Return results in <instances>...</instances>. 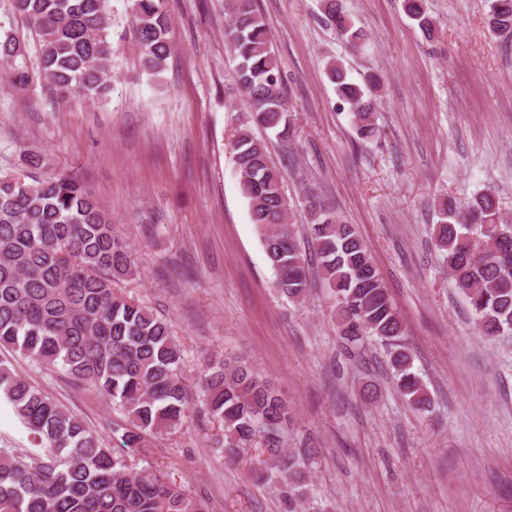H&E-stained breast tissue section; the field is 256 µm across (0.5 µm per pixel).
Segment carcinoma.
Wrapping results in <instances>:
<instances>
[{
    "mask_svg": "<svg viewBox=\"0 0 512 512\" xmlns=\"http://www.w3.org/2000/svg\"><path fill=\"white\" fill-rule=\"evenodd\" d=\"M37 39L40 68L57 98L103 101L111 91L112 27L108 0H9ZM323 19L357 46L365 38L340 0H321ZM231 22L224 43L236 61L237 90L246 102L237 117L235 162L251 222L262 233L275 288L288 300H305L312 277L335 301L340 335L351 344L374 336L387 348L400 394L418 412L430 396L413 371L405 325L372 256L352 224L313 196L306 197L310 224L301 237L291 223L284 175L255 124L291 142L296 129L282 93L266 23L255 0H225ZM405 14L423 34L435 24L426 0H404ZM491 33L512 39V0H487ZM132 34L141 64L160 75L172 55L170 20L161 0H133ZM21 48L9 31L0 36V70L26 84L29 72L13 67ZM337 108L348 110L357 138L380 135L375 122L374 73L351 80L343 62L326 64ZM433 238L448 282L468 303L474 328L487 338L512 332V224L504 221L497 195L475 193L467 210L443 198L434 203ZM138 267L112 217L74 177L0 176V346L58 368L96 394L112 400L126 423L112 434L121 452L99 434L0 363V398L12 408L46 458L24 461L0 448V512H207L192 493L158 470H134L125 454L149 447L151 438L195 420L178 375L182 350L172 321L133 297L115 292ZM204 410L222 425L213 444L230 452L257 444L277 462L268 481L305 488L310 449L285 453L282 436L291 417L288 400L243 360L214 357L201 379Z\"/></svg>",
    "mask_w": 512,
    "mask_h": 512,
    "instance_id": "1",
    "label": "carcinoma"
}]
</instances>
